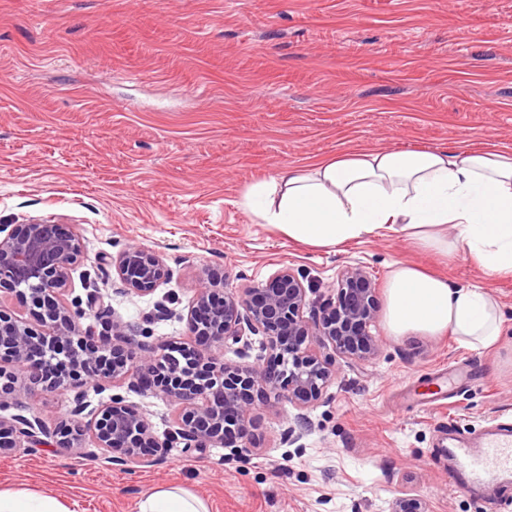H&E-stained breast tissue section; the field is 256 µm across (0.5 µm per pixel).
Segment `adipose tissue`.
Returning a JSON list of instances; mask_svg holds the SVG:
<instances>
[{
	"mask_svg": "<svg viewBox=\"0 0 512 512\" xmlns=\"http://www.w3.org/2000/svg\"><path fill=\"white\" fill-rule=\"evenodd\" d=\"M254 223L297 243L335 250L386 233L451 256L464 251L492 276L512 275V152L492 148L353 150L249 185ZM389 335L451 334L472 349L496 347L501 313L485 289L460 287L404 263L386 283ZM139 512H209L181 488L146 493ZM0 512H67L55 498L0 490Z\"/></svg>",
	"mask_w": 512,
	"mask_h": 512,
	"instance_id": "adipose-tissue-1",
	"label": "adipose tissue"
}]
</instances>
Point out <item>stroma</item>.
<instances>
[{
	"instance_id": "stroma-1",
	"label": "stroma",
	"mask_w": 512,
	"mask_h": 512,
	"mask_svg": "<svg viewBox=\"0 0 512 512\" xmlns=\"http://www.w3.org/2000/svg\"><path fill=\"white\" fill-rule=\"evenodd\" d=\"M494 147L512 151V0H0V225L51 219L83 238L72 295L99 288L115 317L150 341L186 334L201 269L238 289L285 266L317 312L338 271L360 264L385 284L400 261L478 285L498 303L497 348L453 336L389 335L305 412L256 399L251 447L170 449L131 472L93 442L0 456V489L46 493L69 512H138L142 495L178 486L209 512H389L398 490L428 512H512V479L494 498L452 485L444 431L478 442L512 423V277L465 253L442 258L393 234L325 251L253 223L246 186L352 149ZM159 253L170 280L119 293L112 257ZM172 317L159 320L157 306ZM469 381L446 408L424 392L435 372ZM72 391L26 390L21 414L55 429Z\"/></svg>"
}]
</instances>
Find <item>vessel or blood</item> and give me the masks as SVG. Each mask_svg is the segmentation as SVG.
Wrapping results in <instances>:
<instances>
[{"label": "vessel or blood", "instance_id": "vessel-or-blood-1", "mask_svg": "<svg viewBox=\"0 0 512 512\" xmlns=\"http://www.w3.org/2000/svg\"><path fill=\"white\" fill-rule=\"evenodd\" d=\"M451 454L457 476L466 483L484 482L492 473L512 477V431L507 428H492L476 447L455 445Z\"/></svg>", "mask_w": 512, "mask_h": 512}]
</instances>
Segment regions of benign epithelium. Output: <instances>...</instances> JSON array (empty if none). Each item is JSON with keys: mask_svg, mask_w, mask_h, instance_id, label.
Instances as JSON below:
<instances>
[{"mask_svg": "<svg viewBox=\"0 0 512 512\" xmlns=\"http://www.w3.org/2000/svg\"><path fill=\"white\" fill-rule=\"evenodd\" d=\"M82 256L81 237L70 224L43 220L5 232L0 225V292L13 293L29 307L33 321L0 308V411L16 404L20 381L46 393L75 391L67 417L53 431L34 416L0 415V455L50 436L61 448L82 450L90 438L130 471L151 466L169 449L220 445L240 451L252 420L254 394L269 391L302 410L318 402L336 380L332 355L353 362L378 352L377 295L371 274L360 265L336 276L318 315L304 316L307 291L299 273L284 266L266 282L238 292L227 274L203 269L196 295L183 319L186 336L151 346L144 328L110 317L99 292L88 308L68 300L71 270ZM121 292L147 296L170 278L163 258L128 246L112 258ZM87 319L91 324H84ZM262 337L261 354L239 365L217 351ZM54 356L72 372L56 377L43 361ZM127 387L168 399L179 413L158 438L147 413L120 393L87 418L83 387ZM390 512H427L406 492L393 498Z\"/></svg>", "mask_w": 512, "mask_h": 512, "instance_id": "7a95c632", "label": "benign epithelium"}]
</instances>
